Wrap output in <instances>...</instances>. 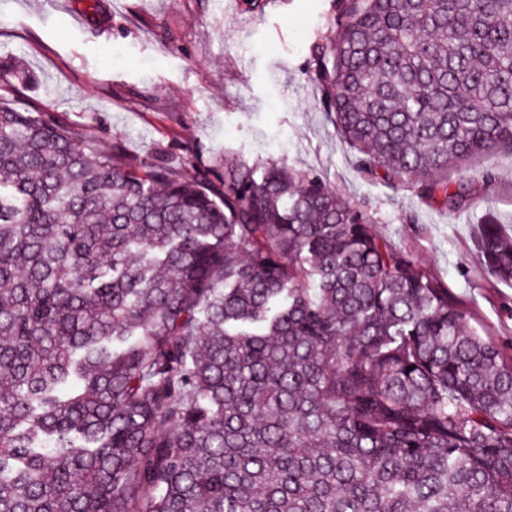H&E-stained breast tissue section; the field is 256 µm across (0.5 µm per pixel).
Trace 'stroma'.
Instances as JSON below:
<instances>
[{
    "label": "stroma",
    "instance_id": "35a3bbf8",
    "mask_svg": "<svg viewBox=\"0 0 512 512\" xmlns=\"http://www.w3.org/2000/svg\"><path fill=\"white\" fill-rule=\"evenodd\" d=\"M339 0H0V102L41 112L98 147L182 163L225 153L321 176L367 212L377 236L406 250L466 307L470 325L512 358V285L473 249L477 225L512 233V155L449 171L464 205L451 212L411 185L361 173L312 83V45L333 37Z\"/></svg>",
    "mask_w": 512,
    "mask_h": 512
}]
</instances>
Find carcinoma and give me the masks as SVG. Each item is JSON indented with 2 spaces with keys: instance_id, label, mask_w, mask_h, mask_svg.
I'll return each mask as SVG.
<instances>
[{
  "instance_id": "obj_1",
  "label": "carcinoma",
  "mask_w": 512,
  "mask_h": 512,
  "mask_svg": "<svg viewBox=\"0 0 512 512\" xmlns=\"http://www.w3.org/2000/svg\"><path fill=\"white\" fill-rule=\"evenodd\" d=\"M334 28L309 78L359 168L459 207L448 170L512 153V0ZM0 512H512V362L319 176L0 106Z\"/></svg>"
}]
</instances>
